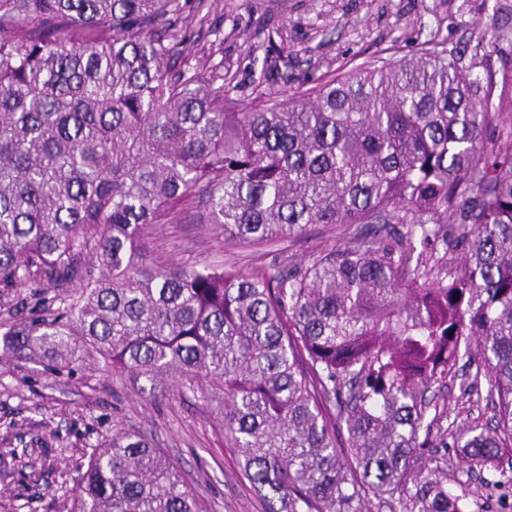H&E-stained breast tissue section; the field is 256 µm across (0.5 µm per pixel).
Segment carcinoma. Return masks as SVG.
<instances>
[{"mask_svg":"<svg viewBox=\"0 0 512 512\" xmlns=\"http://www.w3.org/2000/svg\"><path fill=\"white\" fill-rule=\"evenodd\" d=\"M193 7L0 0V290L102 270L5 331L0 366L65 363L79 340L150 396L200 395L266 512L370 495L468 512L420 436L433 387L476 353L497 422L454 444L480 468L512 450V60L480 79L433 47L246 101L175 67ZM183 211L239 244L313 224L345 242L248 274L146 262ZM71 512L207 510L151 438L118 431Z\"/></svg>","mask_w":512,"mask_h":512,"instance_id":"obj_1","label":"carcinoma"}]
</instances>
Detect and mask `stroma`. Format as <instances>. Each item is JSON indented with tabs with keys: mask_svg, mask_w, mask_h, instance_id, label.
<instances>
[{
	"mask_svg": "<svg viewBox=\"0 0 512 512\" xmlns=\"http://www.w3.org/2000/svg\"><path fill=\"white\" fill-rule=\"evenodd\" d=\"M503 33L512 38V0H204L176 30L190 70L223 79L242 99L282 97L442 45L480 77L476 46ZM335 242V227L320 225L257 246L228 244L211 225L183 215L164 227L153 248L166 260L249 273L284 255L304 261ZM34 309L49 315L57 305L29 288L0 291V322H18ZM438 400L457 426L494 422L492 404L462 398L458 380H448ZM120 429L151 434L208 512H265L210 405L191 395L146 397L103 358L82 351L57 369L28 361L0 366V512H69L92 445ZM446 441L431 431L426 453L447 455L449 490L470 492V512H512V492L485 485L494 468L470 467Z\"/></svg>",
	"mask_w": 512,
	"mask_h": 512,
	"instance_id": "35a3bbf8",
	"label": "stroma"
}]
</instances>
